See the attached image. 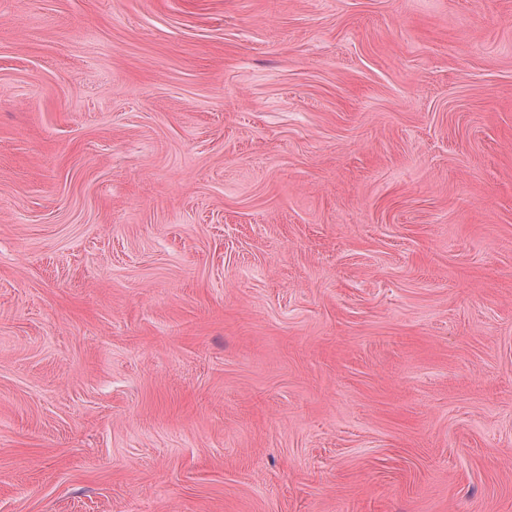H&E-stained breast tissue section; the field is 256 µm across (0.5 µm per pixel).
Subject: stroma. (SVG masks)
<instances>
[{
  "label": "stroma",
  "mask_w": 512,
  "mask_h": 512,
  "mask_svg": "<svg viewBox=\"0 0 512 512\" xmlns=\"http://www.w3.org/2000/svg\"><path fill=\"white\" fill-rule=\"evenodd\" d=\"M0 512H512V0H0Z\"/></svg>",
  "instance_id": "obj_1"
}]
</instances>
